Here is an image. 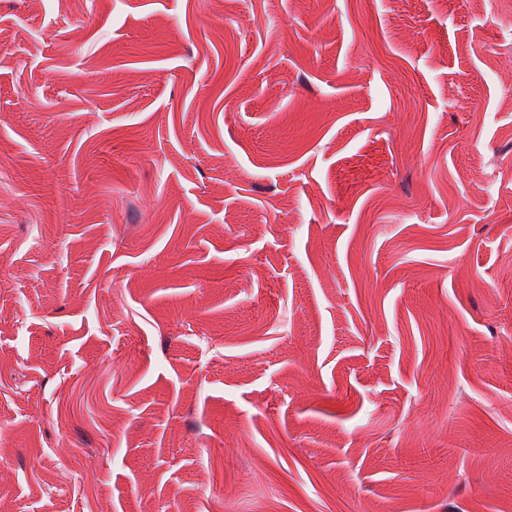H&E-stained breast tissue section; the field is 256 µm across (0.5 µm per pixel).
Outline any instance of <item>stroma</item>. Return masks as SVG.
I'll use <instances>...</instances> for the list:
<instances>
[{
	"mask_svg": "<svg viewBox=\"0 0 512 512\" xmlns=\"http://www.w3.org/2000/svg\"><path fill=\"white\" fill-rule=\"evenodd\" d=\"M0 31V512H512V0Z\"/></svg>",
	"mask_w": 512,
	"mask_h": 512,
	"instance_id": "35a3bbf8",
	"label": "stroma"
}]
</instances>
